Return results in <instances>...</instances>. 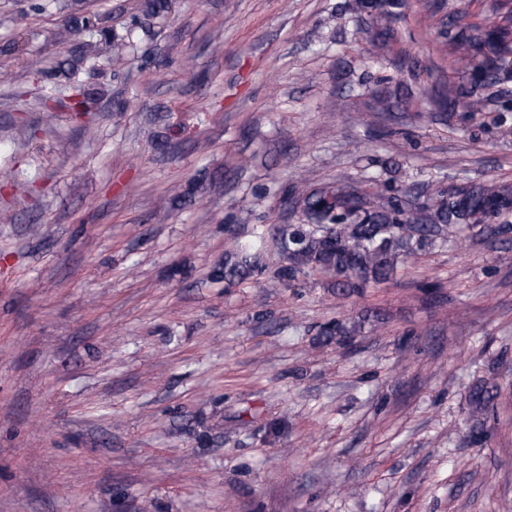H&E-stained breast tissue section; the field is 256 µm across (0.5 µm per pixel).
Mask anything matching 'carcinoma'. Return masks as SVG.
Here are the masks:
<instances>
[{
  "label": "carcinoma",
  "mask_w": 512,
  "mask_h": 512,
  "mask_svg": "<svg viewBox=\"0 0 512 512\" xmlns=\"http://www.w3.org/2000/svg\"><path fill=\"white\" fill-rule=\"evenodd\" d=\"M402 5L403 0H356L355 10L366 16L370 33L369 58L382 59L395 40L394 9ZM442 8L431 0L420 22L440 26L448 67L462 74L463 81L435 85L434 102L450 112L460 104L467 112L485 113L496 103L495 89L512 80V0H489L492 21L488 25L469 20L462 11L441 16ZM81 34L103 39L113 63L125 59L128 41L99 26L95 14L72 19L56 38L66 44ZM74 91L73 116L79 119L89 111V94L78 84ZM289 201L299 211L301 223L274 228L272 241L285 264L268 286L327 279L345 295H361L389 284L399 262L428 253L458 230L476 229L487 237L503 234L496 220L512 213V182L492 178L447 186L429 181L414 193L387 195L375 177L344 176L321 186L303 179L294 186ZM266 243L264 231L245 244L235 242L224 262V279H248ZM498 379L493 373L471 389L474 431L483 428L486 411L500 395Z\"/></svg>",
  "instance_id": "cac0c4a2"
}]
</instances>
